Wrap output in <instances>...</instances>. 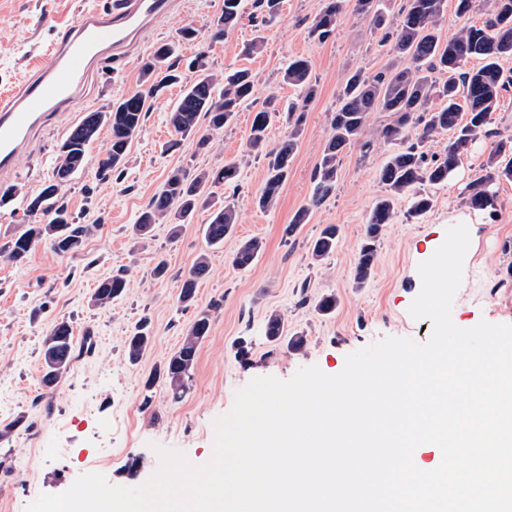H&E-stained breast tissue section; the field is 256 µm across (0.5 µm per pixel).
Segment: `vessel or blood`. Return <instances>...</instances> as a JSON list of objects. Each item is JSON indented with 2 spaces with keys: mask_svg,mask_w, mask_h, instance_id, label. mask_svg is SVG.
Returning a JSON list of instances; mask_svg holds the SVG:
<instances>
[{
  "mask_svg": "<svg viewBox=\"0 0 512 512\" xmlns=\"http://www.w3.org/2000/svg\"><path fill=\"white\" fill-rule=\"evenodd\" d=\"M170 6V0H116L112 9L83 11L60 32L47 56L0 95V172L15 166L47 117L74 110L93 60L108 51L120 61L122 50Z\"/></svg>",
  "mask_w": 512,
  "mask_h": 512,
  "instance_id": "1",
  "label": "vessel or blood"
}]
</instances>
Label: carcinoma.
Masks as SVG:
<instances>
[{
	"label": "carcinoma",
	"mask_w": 512,
	"mask_h": 512,
	"mask_svg": "<svg viewBox=\"0 0 512 512\" xmlns=\"http://www.w3.org/2000/svg\"><path fill=\"white\" fill-rule=\"evenodd\" d=\"M342 0H326L314 17L309 34L324 41L336 31L337 17ZM356 13L371 18L373 24L385 29L384 42L391 44L395 62L390 71L368 76L354 72L346 81L336 111L332 113L330 133L322 156L313 172L314 190L311 203L299 208L287 227L293 234L309 222L311 210L322 204L335 190L339 154L345 147L361 140L368 114L380 110L390 114L391 121L383 127L380 136L389 144H399L379 173L386 194L373 204L365 228L364 238L354 267V280L361 286L369 279L376 259L377 245L385 225L394 217V200L412 195L410 213L421 216L432 207L427 186L446 181L462 162L470 146L480 138H495L484 165L485 174L472 182L468 189L467 204L476 210L495 206L496 195L492 186L499 180H512V137L502 138L500 133L487 129L489 116L497 110L501 91L512 79L505 76L500 60L512 57V0H489L487 19L483 25H462L454 36L444 40L441 24L447 11V0H405L392 23L380 8L379 0H356ZM242 17V0H224L221 14L211 26V42L224 39ZM470 58L480 66L462 70V63ZM448 74V81L439 85L432 73ZM282 80L302 89L303 96L290 112H304L316 97V85L311 80V67L304 58L288 63ZM184 82L181 95L169 112L168 121L181 136L198 131L200 115L208 118V132L199 136L197 146L208 147L213 136L224 131L235 120L240 108L256 102L257 79L248 69L228 74L216 70L206 51L197 53L179 70L176 46L164 42L157 45L143 65L140 89L122 96L107 111H91L71 128L59 145L52 178L41 192L27 205V215L41 214L49 218L45 224L31 222L0 245V256L14 262L23 261L32 246L46 242L60 254L75 253L93 232V226L81 224L67 206L59 202L60 189L69 184L73 176L87 164V148L99 129L107 126L110 138L99 160L98 177L106 179L121 173L128 148L142 129L151 101L167 85ZM440 100L432 109L433 98ZM277 96L271 92L254 112L248 152L266 161L262 187L253 203L268 210L276 205L282 186L288 179L292 160L298 150L301 118L288 125L277 142L268 138V129L276 117L272 108ZM467 118H462V114ZM452 132L442 155L428 158L426 144L443 132ZM239 163L227 161L219 169L202 170L193 178L180 169L169 173L161 189L150 199L133 225L138 238L150 235L154 225L169 224L177 233L180 222L186 220L200 205L208 203L206 190L216 184H232L237 180ZM238 224V210L231 202L219 205L205 227V236L212 246L224 244V238L233 234ZM339 228L326 224L310 246L311 259L320 263L336 251ZM262 249V242L251 238L239 244L233 264L249 267ZM209 272L207 258L196 259L183 280L180 300L194 301L200 280ZM126 271L102 279L92 297L96 306H106L127 290ZM210 319L198 316L186 330L181 345L163 367L147 380L152 385L161 377L167 382L173 399L181 398L194 370L198 349L208 336ZM269 343L300 350L305 345L302 336H290L281 316L270 315L264 328ZM72 327L62 320L56 323L43 342L42 357L45 373L44 388L52 391L60 378L69 371L75 358ZM151 341L147 322H142L124 343L128 361L136 363Z\"/></svg>",
	"instance_id": "obj_1"
}]
</instances>
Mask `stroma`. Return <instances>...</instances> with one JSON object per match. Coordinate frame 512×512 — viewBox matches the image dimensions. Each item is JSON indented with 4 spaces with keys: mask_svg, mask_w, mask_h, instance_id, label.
Instances as JSON below:
<instances>
[{
    "mask_svg": "<svg viewBox=\"0 0 512 512\" xmlns=\"http://www.w3.org/2000/svg\"><path fill=\"white\" fill-rule=\"evenodd\" d=\"M113 0H0V91L45 56L59 32L86 9H111ZM355 0H344L336 33L314 40L309 28L322 0H282L279 16L255 22V0H245L237 28L218 44L209 42V25L220 15L223 0H179L141 37L125 63H105L93 75L75 111L51 117L32 138L14 169L0 173V187L17 186L18 194L0 204V240L15 225L28 223L26 206L47 184L58 147L76 116L103 110L139 87L141 66L154 44L177 40L182 26L200 31L183 45L190 57L210 47L215 69L247 68L256 74L259 95L276 88L280 108L299 97L283 83L289 59L311 63L317 95L300 124L299 148L276 206L257 209L252 198L263 184L265 162L246 151L253 107H244L235 122L201 150L193 139L178 140L167 114L181 94L172 86L155 100L142 131L133 139L121 176L102 180L97 162L109 139L100 129L88 147V163L60 193L59 199L94 232L75 253L60 255L36 244L24 262L0 258V512H26L40 494L67 490L82 474L97 472L118 486L142 484L158 467L154 445L183 451L196 464L211 456L213 421L233 406L238 390L256 377L290 379L302 367L317 366L335 375L348 354L384 337L429 340L430 320L417 321L409 307L421 289L418 266L444 242L448 227L469 228L470 247L456 294L452 320L463 329L480 320L512 324V181L495 184L496 206L471 209L468 187L483 173L490 150L476 141L448 181L430 188L432 208L410 217L408 199L396 201V217L380 236L374 267L364 285H356L353 267L374 201L385 189L378 174L392 147L380 138L389 123L385 112L370 113L361 142L340 156L336 191L313 208L308 224L294 235L286 228L295 211L308 205L313 171L330 131L332 112L346 80L391 68L394 56L379 41L381 30L361 19ZM262 38L264 49L250 55L245 47ZM241 163L236 183L213 187L216 201L238 206L239 222L222 246H209L204 227L208 208L197 209L178 235L156 225L151 236L136 239L132 226L168 173L188 174ZM339 227L335 252L314 264L310 245L323 225ZM256 238L263 249L245 269L232 258L241 241ZM209 273L191 305L180 301L183 279L199 256ZM168 265L165 277L153 274L158 259ZM128 272V288L111 304L93 305L99 280L112 270ZM335 295V311L318 314L315 304ZM210 316V331L180 399H172L164 381L144 383L179 347L187 326L199 313ZM283 318L289 334L304 337L293 351L269 343L264 324L270 314ZM72 326L78 357L55 391L41 384L42 348L56 322ZM148 321L152 342L138 363L124 354L126 336ZM247 339L248 359L238 357L237 343Z\"/></svg>",
    "mask_w": 512,
    "mask_h": 512,
    "instance_id": "stroma-1",
    "label": "stroma"
}]
</instances>
